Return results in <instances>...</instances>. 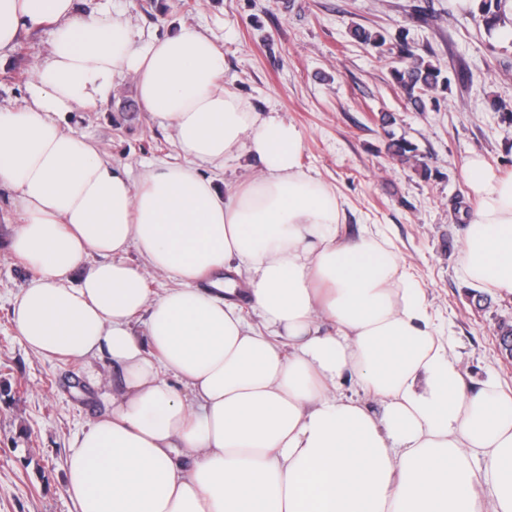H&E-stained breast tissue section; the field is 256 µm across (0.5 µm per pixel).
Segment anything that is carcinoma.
Here are the masks:
<instances>
[{
    "instance_id": "obj_1",
    "label": "carcinoma",
    "mask_w": 512,
    "mask_h": 512,
    "mask_svg": "<svg viewBox=\"0 0 512 512\" xmlns=\"http://www.w3.org/2000/svg\"><path fill=\"white\" fill-rule=\"evenodd\" d=\"M509 0H478L475 9L470 11L473 21L487 33L498 30L512 15ZM354 41L373 48H381L386 37L379 31L357 25L351 30ZM389 74L393 83L401 89L408 103L418 112L428 107L440 106L441 93L448 90L450 78L432 60L417 53L406 37H399L396 52L390 57ZM386 150L402 163H418L417 147L404 138L389 136Z\"/></svg>"
}]
</instances>
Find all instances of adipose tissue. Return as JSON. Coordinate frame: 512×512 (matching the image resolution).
<instances>
[{
  "label": "adipose tissue",
  "mask_w": 512,
  "mask_h": 512,
  "mask_svg": "<svg viewBox=\"0 0 512 512\" xmlns=\"http://www.w3.org/2000/svg\"><path fill=\"white\" fill-rule=\"evenodd\" d=\"M44 27L24 106L0 109V187L35 272L17 336L122 369L67 463L79 512H512V389L468 386L385 237L341 236L344 202L302 167V131L225 82L197 27L146 40L121 11L0 0V63ZM128 77L181 162L134 175L63 130ZM241 157L252 177L219 187ZM466 181L479 205L458 269L512 295V174L474 157ZM151 273L174 287L150 294Z\"/></svg>",
  "instance_id": "obj_1"
}]
</instances>
